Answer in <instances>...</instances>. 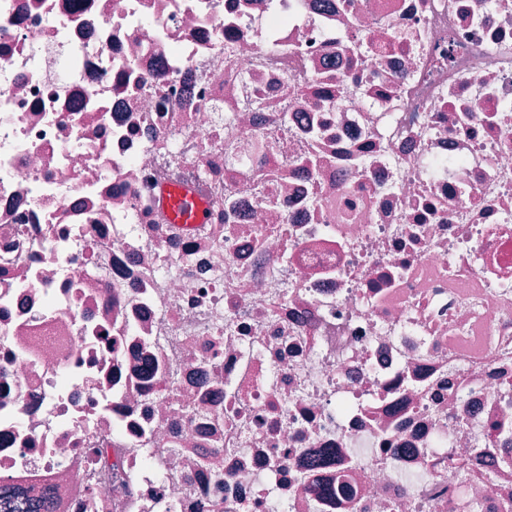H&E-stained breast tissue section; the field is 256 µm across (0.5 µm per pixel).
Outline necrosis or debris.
<instances>
[{"mask_svg": "<svg viewBox=\"0 0 512 512\" xmlns=\"http://www.w3.org/2000/svg\"><path fill=\"white\" fill-rule=\"evenodd\" d=\"M0 481L512 512V0H0ZM161 202L168 220L177 226L183 224H203L207 221L209 205L195 197L185 186L163 188Z\"/></svg>", "mask_w": 512, "mask_h": 512, "instance_id": "1", "label": "necrosis or debris"}]
</instances>
